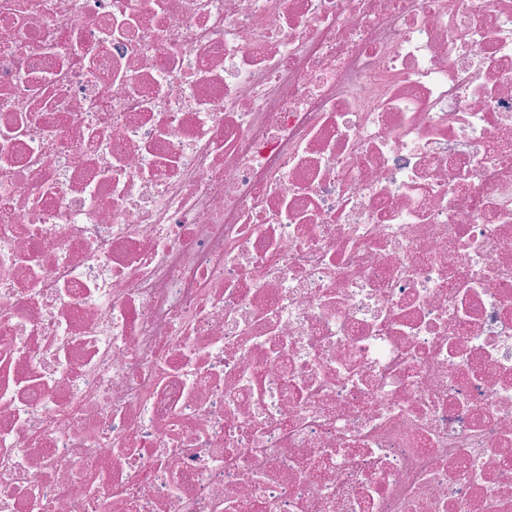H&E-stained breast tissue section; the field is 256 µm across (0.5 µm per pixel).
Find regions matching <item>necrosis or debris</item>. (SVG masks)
<instances>
[{"instance_id":"1","label":"necrosis or debris","mask_w":512,"mask_h":512,"mask_svg":"<svg viewBox=\"0 0 512 512\" xmlns=\"http://www.w3.org/2000/svg\"><path fill=\"white\" fill-rule=\"evenodd\" d=\"M0 512H512V0H0Z\"/></svg>"}]
</instances>
